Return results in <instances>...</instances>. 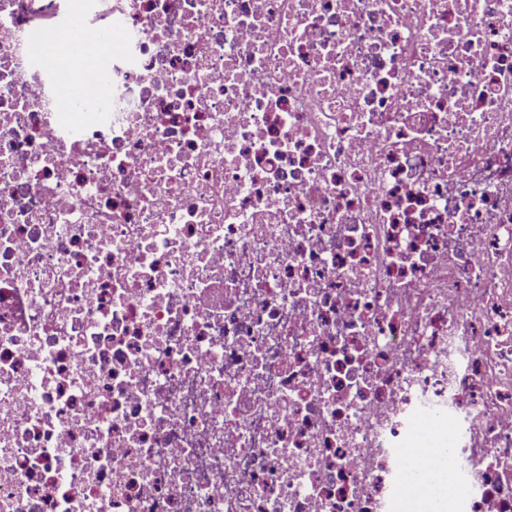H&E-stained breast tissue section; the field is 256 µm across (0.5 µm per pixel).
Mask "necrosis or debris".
Here are the masks:
<instances>
[{"label":"necrosis or debris","mask_w":512,"mask_h":512,"mask_svg":"<svg viewBox=\"0 0 512 512\" xmlns=\"http://www.w3.org/2000/svg\"><path fill=\"white\" fill-rule=\"evenodd\" d=\"M416 447L512 512V0H0V512H419ZM104 37L112 38V35L109 33H104L103 35H100L97 38V41H98V39L100 40ZM55 42L56 43L53 45L55 48V51L50 46H47L44 51L45 61L50 66L55 65V54H56V61L58 62L63 58H70L72 55H76V54H82V53H87V52L104 53V52L108 51L109 49H111V47H112L108 41L102 40V41H98L93 46L92 49H88V48H84V47L76 48L71 43V41L65 36H57Z\"/></svg>","instance_id":"necrosis-or-debris-1"}]
</instances>
